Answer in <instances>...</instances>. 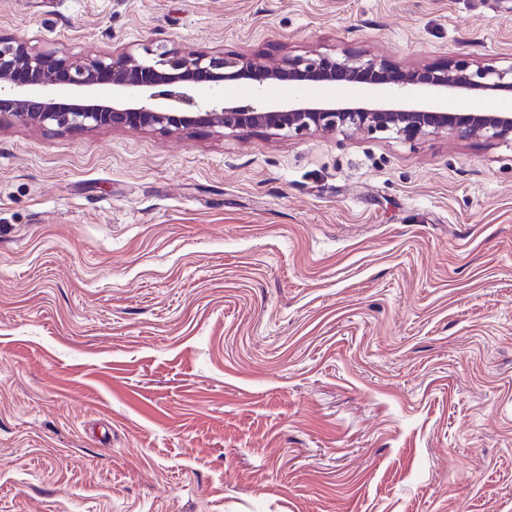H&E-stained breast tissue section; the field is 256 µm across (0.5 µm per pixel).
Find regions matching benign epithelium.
<instances>
[{"label":"benign epithelium","instance_id":"benign-epithelium-1","mask_svg":"<svg viewBox=\"0 0 512 512\" xmlns=\"http://www.w3.org/2000/svg\"><path fill=\"white\" fill-rule=\"evenodd\" d=\"M146 57L131 52L106 53L91 60L58 56L39 49L23 35L0 37V120L21 117L33 124L72 127H154L170 132L197 125L233 132L262 127L296 134L336 128L369 131H412L416 134L451 131L459 138L512 137V110L493 112H435L413 101L424 90L446 92L512 93V63L505 67L479 63L444 67H407L368 54L341 58L318 54L314 58L283 56L266 66L248 55L189 53L159 47L144 48ZM303 82L315 89L352 84L382 86L393 102L337 105L318 99L261 105L231 103L201 105L192 90L199 84L215 86L244 82L257 90L272 82ZM109 84L112 103L100 104L96 87ZM57 85L79 90L74 102L50 95Z\"/></svg>","mask_w":512,"mask_h":512}]
</instances>
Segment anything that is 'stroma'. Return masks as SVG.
Returning a JSON list of instances; mask_svg holds the SVG:
<instances>
[{
	"mask_svg": "<svg viewBox=\"0 0 512 512\" xmlns=\"http://www.w3.org/2000/svg\"><path fill=\"white\" fill-rule=\"evenodd\" d=\"M17 33L502 67L512 0H0ZM0 512H512V142L1 123Z\"/></svg>",
	"mask_w": 512,
	"mask_h": 512,
	"instance_id": "1",
	"label": "stroma"
}]
</instances>
